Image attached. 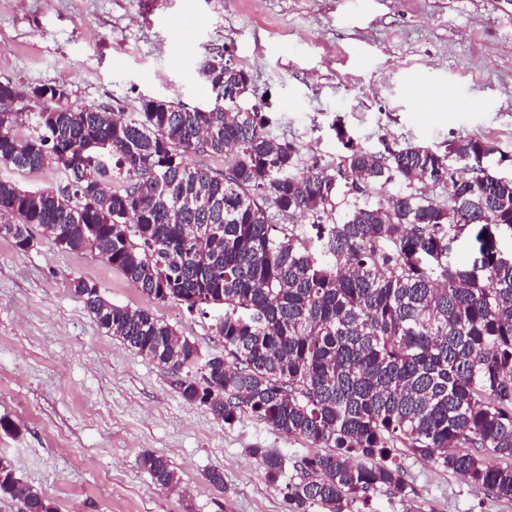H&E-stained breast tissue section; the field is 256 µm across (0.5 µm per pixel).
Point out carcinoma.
Here are the masks:
<instances>
[{
  "label": "carcinoma",
  "instance_id": "carcinoma-1",
  "mask_svg": "<svg viewBox=\"0 0 512 512\" xmlns=\"http://www.w3.org/2000/svg\"><path fill=\"white\" fill-rule=\"evenodd\" d=\"M198 72L226 89L248 77L219 51ZM31 91L0 82V165L53 160L66 183L30 192L0 179V237L26 250L39 227L154 301L219 311L224 355L204 358L150 312L75 282L99 326L170 370L185 401L329 449L285 484L288 512H361L377 489L405 495L399 445L512 500V464L486 462L512 460V253L499 246L512 236V179L482 165L491 144L376 153L337 125L336 163L303 170L298 146L270 137L261 112L218 96L204 110L147 99L136 118L52 102L21 139L17 104ZM189 152L224 157V172L188 166ZM461 237L468 265L449 259ZM251 453L278 485L283 456ZM139 465L162 488L179 484L161 455ZM0 495L56 512L2 457Z\"/></svg>",
  "mask_w": 512,
  "mask_h": 512
}]
</instances>
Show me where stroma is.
Listing matches in <instances>:
<instances>
[{"label": "stroma", "instance_id": "stroma-1", "mask_svg": "<svg viewBox=\"0 0 512 512\" xmlns=\"http://www.w3.org/2000/svg\"><path fill=\"white\" fill-rule=\"evenodd\" d=\"M213 50L251 78L238 106L266 115L303 159H335L340 123L373 151L480 138L497 149L490 171L512 177V0H0V82L65 84L76 109L131 118L146 98L210 105L197 65ZM80 279L202 355L224 352L213 315L148 299L96 254L40 231L25 251L0 237V419L17 427L0 430V456L22 481L57 512H287L251 448L280 453L287 483L320 447L186 402L166 369L104 333ZM146 453L168 461L178 488L154 484ZM396 460L407 495L371 492L363 512H512L407 449ZM213 470L223 489L208 483Z\"/></svg>", "mask_w": 512, "mask_h": 512}]
</instances>
